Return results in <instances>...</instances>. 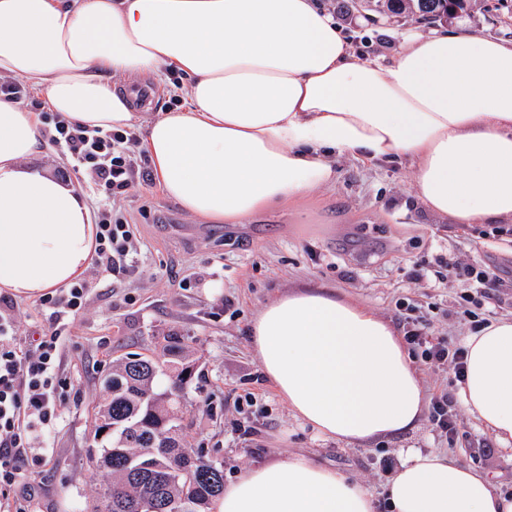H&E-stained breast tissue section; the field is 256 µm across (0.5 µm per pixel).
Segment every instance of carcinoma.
<instances>
[{
    "instance_id": "1",
    "label": "carcinoma",
    "mask_w": 512,
    "mask_h": 512,
    "mask_svg": "<svg viewBox=\"0 0 512 512\" xmlns=\"http://www.w3.org/2000/svg\"><path fill=\"white\" fill-rule=\"evenodd\" d=\"M469 0H375L380 12L408 11L422 20L451 19ZM168 360L129 353L105 380L110 393L99 406L88 456L107 473L94 512H212L224 489L221 463L187 446L182 403L201 378L185 338L163 336ZM189 377H184V374Z\"/></svg>"
}]
</instances>
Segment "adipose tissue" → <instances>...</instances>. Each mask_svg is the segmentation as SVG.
Segmentation results:
<instances>
[{
	"mask_svg": "<svg viewBox=\"0 0 512 512\" xmlns=\"http://www.w3.org/2000/svg\"><path fill=\"white\" fill-rule=\"evenodd\" d=\"M316 0H0V77L104 130L143 127L161 191L238 224L336 180L339 156L408 165L453 224L512 220V39L405 30L390 61L351 47ZM175 72L189 107L143 123L113 76ZM31 109L0 100V292L34 295L89 269L96 228L76 187L29 168ZM267 383L319 437L367 447L416 430L426 393L393 326L324 288L287 292L250 323ZM461 404L512 445V318L464 336ZM389 512H512V494L448 455L407 451ZM213 512H377L358 480L303 454L229 481Z\"/></svg>",
	"mask_w": 512,
	"mask_h": 512,
	"instance_id": "adipose-tissue-1",
	"label": "adipose tissue"
}]
</instances>
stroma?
Returning <instances> with one entry per match:
<instances>
[{"instance_id": "stroma-1", "label": "stroma", "mask_w": 512, "mask_h": 512, "mask_svg": "<svg viewBox=\"0 0 512 512\" xmlns=\"http://www.w3.org/2000/svg\"><path fill=\"white\" fill-rule=\"evenodd\" d=\"M348 30L356 48L372 57L390 55L398 32L425 29L417 16H386L369 0H319ZM512 38V0H471L445 22ZM115 84L145 90V116L171 109V76ZM332 187L269 210L242 224H214L182 210L157 187L130 191L120 201L134 226L138 268L115 281L87 280L94 288L82 314L71 320L60 351V419L33 466L39 488L18 499V512H92L106 476L87 458L97 406L106 399L103 379L129 353L162 357L159 332L184 336L204 377L189 389L184 413L188 446L206 450L232 477L272 456L303 453L364 483L382 496L391 476L383 462L400 451L448 453L512 487V451L501 446L468 412L460 414L454 443L422 423L415 431L368 448L315 436L296 420L264 380L250 350L248 324L280 294L322 285L338 297L366 306L399 325V306L428 324L433 335L461 342L470 332L459 296L463 290L445 257L488 266L501 288L483 300L491 317L512 316V232L483 236L482 225L464 227L429 213L414 195L406 166L336 160ZM424 266L413 283L405 273ZM255 432L247 436L244 426Z\"/></svg>"}]
</instances>
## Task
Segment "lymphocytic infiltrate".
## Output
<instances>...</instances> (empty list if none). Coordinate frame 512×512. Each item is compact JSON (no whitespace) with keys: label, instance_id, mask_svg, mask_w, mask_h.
Returning a JSON list of instances; mask_svg holds the SVG:
<instances>
[{"label":"lymphocytic infiltrate","instance_id":"f902f5d3","mask_svg":"<svg viewBox=\"0 0 512 512\" xmlns=\"http://www.w3.org/2000/svg\"><path fill=\"white\" fill-rule=\"evenodd\" d=\"M19 102L37 111L42 134L75 171L83 173L97 224L95 264L101 279L108 280L134 269L137 251L131 224L117 207L119 197L152 176L137 157L134 132L105 131L66 119L45 110L21 80L0 82V99ZM92 285L79 281L42 295L46 332L35 349L22 348L14 336L15 306L0 296V489L21 488L33 496L35 480L30 471L32 442L54 428L60 413L58 377L60 348L71 321L87 303ZM404 339L420 350L432 369L453 367L463 373L465 350L459 344L430 335L427 324L410 320Z\"/></svg>","mask_w":512,"mask_h":512}]
</instances>
